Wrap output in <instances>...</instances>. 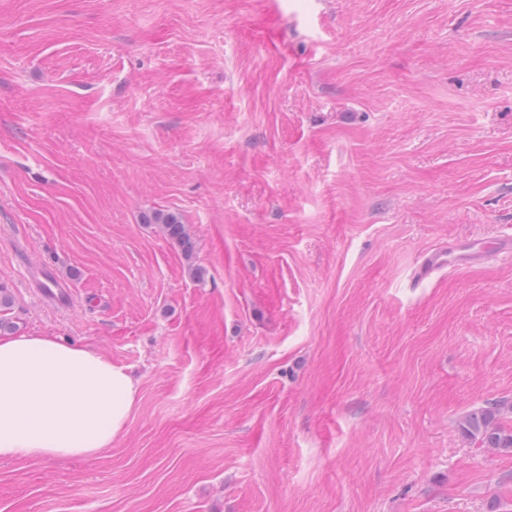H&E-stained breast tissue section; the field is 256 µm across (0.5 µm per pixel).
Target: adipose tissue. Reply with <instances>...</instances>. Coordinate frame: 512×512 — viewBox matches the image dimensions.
<instances>
[{"instance_id":"1","label":"adipose tissue","mask_w":512,"mask_h":512,"mask_svg":"<svg viewBox=\"0 0 512 512\" xmlns=\"http://www.w3.org/2000/svg\"><path fill=\"white\" fill-rule=\"evenodd\" d=\"M137 393L124 367L89 347L0 337V460L95 457L124 431Z\"/></svg>"}]
</instances>
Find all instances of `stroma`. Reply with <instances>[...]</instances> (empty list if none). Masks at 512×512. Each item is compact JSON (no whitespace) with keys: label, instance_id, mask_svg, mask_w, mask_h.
Returning a JSON list of instances; mask_svg holds the SVG:
<instances>
[{"label":"stroma","instance_id":"obj_1","mask_svg":"<svg viewBox=\"0 0 512 512\" xmlns=\"http://www.w3.org/2000/svg\"><path fill=\"white\" fill-rule=\"evenodd\" d=\"M509 224L512 0H0V318L138 387L0 512H512ZM151 221L153 224L161 225L164 233L181 247L184 257L189 261L195 248L181 218L174 213L156 211L151 216ZM488 245L485 243L475 244H458L454 246H448V249L440 250L429 254L424 260L420 267V274L424 275L432 269L452 265L469 255L478 253L486 249ZM506 412L512 413V403L489 402L468 412L459 427L468 440L482 448L512 454V427L508 428L502 422Z\"/></svg>","mask_w":512,"mask_h":512}]
</instances>
